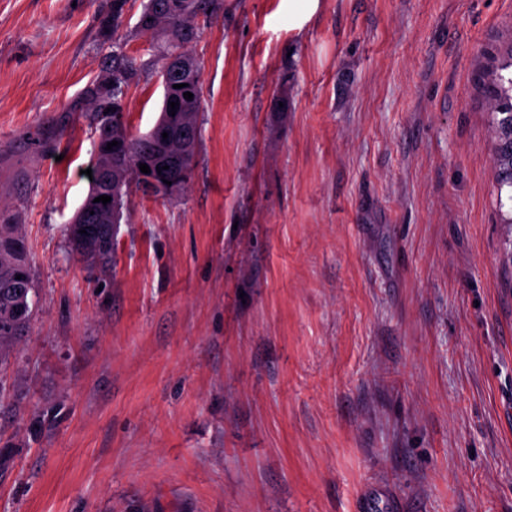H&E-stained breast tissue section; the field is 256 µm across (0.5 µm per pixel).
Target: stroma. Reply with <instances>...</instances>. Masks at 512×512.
<instances>
[{
    "mask_svg": "<svg viewBox=\"0 0 512 512\" xmlns=\"http://www.w3.org/2000/svg\"><path fill=\"white\" fill-rule=\"evenodd\" d=\"M112 0H0V213L34 270L0 370V512H512V0H224L183 191L110 264L64 235ZM127 0L123 104L162 106ZM503 81L501 76L498 82L494 83L490 102L495 135L492 161L499 187L512 188V77L508 79V87ZM68 227L66 228V236L71 253L89 269L103 268L112 260V245L105 250L100 251L95 244H88L81 241L72 240L68 237Z\"/></svg>",
    "mask_w": 512,
    "mask_h": 512,
    "instance_id": "1",
    "label": "stroma"
}]
</instances>
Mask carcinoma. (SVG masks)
I'll list each match as a JSON object with an SVG mask.
<instances>
[{"label":"carcinoma","instance_id":"cac0c4a2","mask_svg":"<svg viewBox=\"0 0 512 512\" xmlns=\"http://www.w3.org/2000/svg\"><path fill=\"white\" fill-rule=\"evenodd\" d=\"M126 0H112V14L105 25L112 33V51L105 58L107 76L92 84L85 95L91 105L90 123L97 138L96 157L92 173L104 169L110 172V181H91L89 192L75 214L93 225L95 240L110 235L114 213L121 212L132 190L154 176L155 170L170 165L168 180L176 189L188 181L198 137L182 135L186 128L198 126L202 108L201 65L191 53L190 44L199 33L198 18L211 17L224 10V0H147L136 28L142 35L160 37L159 53L162 59L160 78L163 85V105L158 119L159 128L168 131L169 155L158 156L155 141L149 135H136L129 131L125 119L124 89L134 79L131 61L123 51L124 38L119 36L123 25ZM112 85V97L101 93L100 86ZM182 88L175 89L173 85ZM193 99L184 98V93ZM180 100L176 110L168 106V98ZM113 109L112 124L106 128L99 121L100 113ZM495 148L492 157L499 187L512 188V78L508 82L498 79L490 102ZM118 145L107 149V144ZM146 164L150 173L141 172L139 164ZM107 195V204L95 198ZM71 253L86 267H104L112 260V248L99 250L93 244L68 240ZM34 273L30 265L21 225L10 224L0 218V367L7 364L13 346L23 336L30 321L32 309L17 314L20 306L29 301L33 291Z\"/></svg>","mask_w":512,"mask_h":512}]
</instances>
